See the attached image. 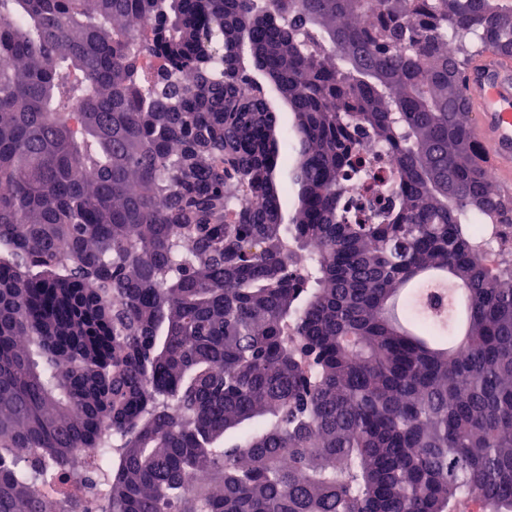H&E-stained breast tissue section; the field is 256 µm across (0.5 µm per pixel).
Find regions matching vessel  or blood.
<instances>
[{"label": "vessel or blood", "mask_w": 512, "mask_h": 512, "mask_svg": "<svg viewBox=\"0 0 512 512\" xmlns=\"http://www.w3.org/2000/svg\"><path fill=\"white\" fill-rule=\"evenodd\" d=\"M464 98L477 122L479 162L496 182L512 187V57L487 52L469 66Z\"/></svg>", "instance_id": "b4317fda"}]
</instances>
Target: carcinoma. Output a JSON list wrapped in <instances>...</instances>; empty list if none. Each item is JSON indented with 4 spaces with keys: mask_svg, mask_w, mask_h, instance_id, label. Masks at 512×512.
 Wrapping results in <instances>:
<instances>
[{
    "mask_svg": "<svg viewBox=\"0 0 512 512\" xmlns=\"http://www.w3.org/2000/svg\"><path fill=\"white\" fill-rule=\"evenodd\" d=\"M487 50L512 0H0V512H512Z\"/></svg>",
    "mask_w": 512,
    "mask_h": 512,
    "instance_id": "1",
    "label": "carcinoma"
}]
</instances>
